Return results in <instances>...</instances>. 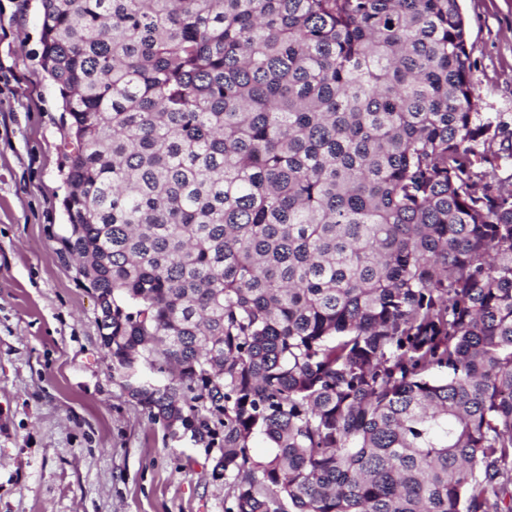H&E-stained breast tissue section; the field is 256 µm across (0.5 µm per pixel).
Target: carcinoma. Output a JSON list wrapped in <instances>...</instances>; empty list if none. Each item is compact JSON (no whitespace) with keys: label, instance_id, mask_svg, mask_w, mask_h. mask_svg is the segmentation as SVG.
<instances>
[{"label":"carcinoma","instance_id":"1","mask_svg":"<svg viewBox=\"0 0 512 512\" xmlns=\"http://www.w3.org/2000/svg\"><path fill=\"white\" fill-rule=\"evenodd\" d=\"M42 6L63 252L227 512H512V120L459 0Z\"/></svg>","mask_w":512,"mask_h":512}]
</instances>
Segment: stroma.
I'll list each match as a JSON object with an SVG mask.
<instances>
[{
  "mask_svg": "<svg viewBox=\"0 0 512 512\" xmlns=\"http://www.w3.org/2000/svg\"><path fill=\"white\" fill-rule=\"evenodd\" d=\"M470 77L512 115V0H460ZM41 0H0V512H225L218 448L172 437L104 357L72 257L63 104Z\"/></svg>",
  "mask_w": 512,
  "mask_h": 512,
  "instance_id": "1",
  "label": "stroma"
}]
</instances>
